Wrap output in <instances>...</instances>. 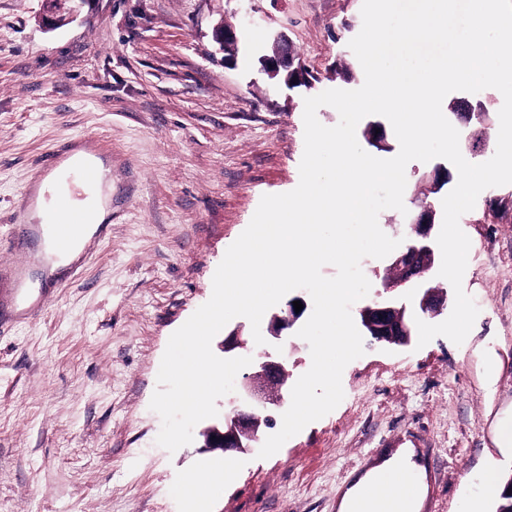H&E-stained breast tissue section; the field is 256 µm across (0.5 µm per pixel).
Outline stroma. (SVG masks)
<instances>
[{
	"label": "stroma",
	"mask_w": 512,
	"mask_h": 512,
	"mask_svg": "<svg viewBox=\"0 0 512 512\" xmlns=\"http://www.w3.org/2000/svg\"><path fill=\"white\" fill-rule=\"evenodd\" d=\"M362 0H80L49 29L42 0H0V512H183L174 493L187 470L205 472L216 453L201 437L168 452L151 410L168 340L205 303L227 248L266 194L299 182L303 100L355 90L364 75L348 46L362 26ZM232 25V63L212 38ZM317 74L309 86L270 78L263 58L276 35ZM349 63L350 80L336 69ZM93 145L112 161V222L89 248L79 276L64 274L20 307L41 247L21 224L28 184L52 145ZM491 187L460 219L471 241L463 277L479 315L462 344L364 341L342 375L344 398L273 456L233 452L235 478L215 488L209 512H339L349 486L398 449L426 469L421 512H469L484 499L483 474L512 475V209ZM391 258H365L371 283L352 314L386 301L424 322L454 306L450 283L384 290ZM444 302L421 313L425 286ZM241 344L225 350L224 337ZM216 355L283 354L280 418L311 361L296 327L254 341L232 319Z\"/></svg>",
	"instance_id": "1"
}]
</instances>
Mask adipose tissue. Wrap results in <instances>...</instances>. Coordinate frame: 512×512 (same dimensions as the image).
I'll use <instances>...</instances> for the list:
<instances>
[{
	"instance_id": "1",
	"label": "adipose tissue",
	"mask_w": 512,
	"mask_h": 512,
	"mask_svg": "<svg viewBox=\"0 0 512 512\" xmlns=\"http://www.w3.org/2000/svg\"><path fill=\"white\" fill-rule=\"evenodd\" d=\"M71 161H89L97 168L100 179L96 189L86 190L80 184H69L66 167L46 175L31 189L32 214L45 219L65 222L68 214L77 213L81 223L72 225L74 244L69 251L57 252L46 247L47 258L37 267L41 284H52L78 260L100 225L112 221V167L93 148L83 144L74 147ZM423 469L415 459L413 449H401L393 458L371 469L350 488L341 504L343 512H383L394 505L396 512H416L421 490ZM233 476V462L223 456L212 461L207 477L187 474L177 491L187 501L192 512H200L209 500L210 487L228 482Z\"/></svg>"
}]
</instances>
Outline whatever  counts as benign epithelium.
I'll use <instances>...</instances> for the list:
<instances>
[{
  "instance_id": "benign-epithelium-1",
  "label": "benign epithelium",
  "mask_w": 512,
  "mask_h": 512,
  "mask_svg": "<svg viewBox=\"0 0 512 512\" xmlns=\"http://www.w3.org/2000/svg\"><path fill=\"white\" fill-rule=\"evenodd\" d=\"M213 38L224 51V63H229L230 51L238 42L236 30L227 25H218L213 30ZM263 62L264 69L273 76L284 71L287 77H294L301 83L312 82L305 65L300 62L294 63V57L288 53V42L283 36L275 40L274 54L264 58ZM432 211V205L423 202L420 204V209L410 215L408 223L412 224L415 231L427 236ZM417 252L418 248L414 247L396 259V264L404 267L405 276L396 281L385 280L384 288H397L425 274V271L415 263ZM373 332V341L376 343L407 341L410 337L408 325L398 318L392 321L385 320L373 326ZM286 374L285 359L282 356L264 354V360L258 364L257 369L242 377L235 396L236 406L225 415L223 423L208 426L202 431L204 447L223 451L253 447L258 440L255 414L258 411L267 410V405L274 403L269 392L283 384Z\"/></svg>"
}]
</instances>
